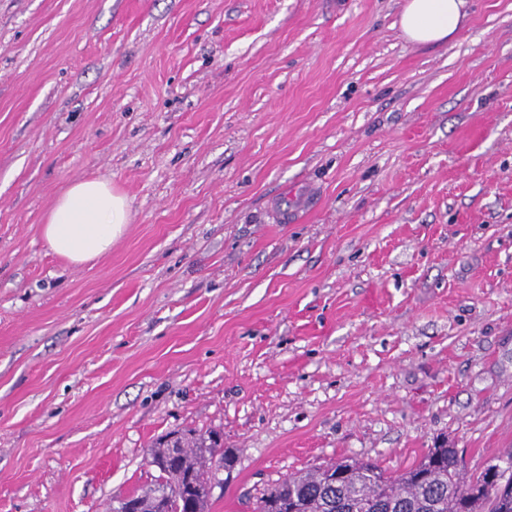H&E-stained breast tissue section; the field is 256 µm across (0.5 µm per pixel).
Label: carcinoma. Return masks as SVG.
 I'll use <instances>...</instances> for the list:
<instances>
[{
	"label": "carcinoma",
	"mask_w": 512,
	"mask_h": 512,
	"mask_svg": "<svg viewBox=\"0 0 512 512\" xmlns=\"http://www.w3.org/2000/svg\"><path fill=\"white\" fill-rule=\"evenodd\" d=\"M151 457L168 466L128 495L134 512H207L217 474L213 459L228 469L234 465L220 438L205 440L195 431L158 444ZM487 479V469L468 470L458 449L442 445L401 472L345 460L292 473L257 500L255 512L283 506L293 512H512V474L493 501L483 494Z\"/></svg>",
	"instance_id": "1"
}]
</instances>
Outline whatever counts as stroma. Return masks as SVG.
<instances>
[{"label":"stroma","mask_w":512,"mask_h":512,"mask_svg":"<svg viewBox=\"0 0 512 512\" xmlns=\"http://www.w3.org/2000/svg\"><path fill=\"white\" fill-rule=\"evenodd\" d=\"M0 0V512H111L215 430L210 512L342 458L512 450V0ZM126 195L103 259L41 226ZM468 0H406L400 17L406 39L417 44H445L467 17ZM130 206L109 182L85 179L73 184L50 208L42 236L51 251L72 264L107 255L129 224Z\"/></svg>","instance_id":"stroma-1"}]
</instances>
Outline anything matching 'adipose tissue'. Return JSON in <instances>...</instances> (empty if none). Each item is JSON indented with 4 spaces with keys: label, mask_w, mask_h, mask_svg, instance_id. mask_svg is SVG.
I'll return each mask as SVG.
<instances>
[{
    "label": "adipose tissue",
    "mask_w": 512,
    "mask_h": 512,
    "mask_svg": "<svg viewBox=\"0 0 512 512\" xmlns=\"http://www.w3.org/2000/svg\"><path fill=\"white\" fill-rule=\"evenodd\" d=\"M467 0H406L400 17L406 39L444 44L457 35L467 17ZM124 194L98 179L73 184L50 208L42 236L51 251L73 264L107 255L129 222Z\"/></svg>",
    "instance_id": "1"
}]
</instances>
